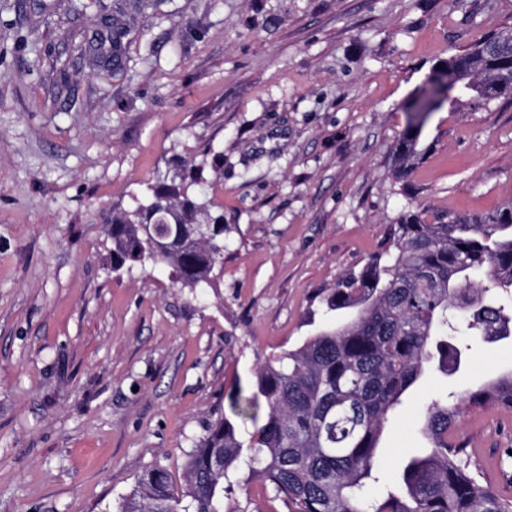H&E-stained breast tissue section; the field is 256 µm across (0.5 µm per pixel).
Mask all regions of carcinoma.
I'll return each mask as SVG.
<instances>
[{
    "label": "carcinoma",
    "instance_id": "1",
    "mask_svg": "<svg viewBox=\"0 0 512 512\" xmlns=\"http://www.w3.org/2000/svg\"><path fill=\"white\" fill-rule=\"evenodd\" d=\"M155 7V0H113L112 12L98 16L96 38L77 45L79 58L121 66L131 17ZM500 37L449 57L428 78L395 147L397 176L424 159L422 129L451 99L456 81L471 80L475 100L484 103L500 98V83L512 82V49L496 48ZM219 170L218 161L210 175L205 164L187 163L157 178L131 205L112 209L105 219L112 270L164 265L172 282L192 294L215 287L230 230L206 194ZM204 223L212 225L207 241L154 252L149 225ZM509 288L512 202L435 223L416 211L401 212L388 247L321 298L328 310L351 309L352 315L263 362L245 401L234 399V410L244 404L261 422L250 443L238 439L230 419H215L186 453L181 488L155 464L117 512H237L225 508L233 484L224 481L242 464L294 512H512V497L484 480L468 442L457 437L460 416L470 407L512 408V371L466 390L456 404L428 401L420 432L429 451L409 457L393 483L375 490L384 430L402 397L435 353L441 370L457 372L462 352L449 337L465 333L492 342L512 335V312L500 302Z\"/></svg>",
    "mask_w": 512,
    "mask_h": 512
}]
</instances>
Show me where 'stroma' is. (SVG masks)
Returning <instances> with one entry per match:
<instances>
[{
	"label": "stroma",
	"mask_w": 512,
	"mask_h": 512,
	"mask_svg": "<svg viewBox=\"0 0 512 512\" xmlns=\"http://www.w3.org/2000/svg\"><path fill=\"white\" fill-rule=\"evenodd\" d=\"M68 4L0 0V512H115L157 463L183 484L230 395L337 320L321 293L386 247L402 211L512 200V97L444 105L425 159L402 178L393 160L432 68L512 31V0H161L118 69L59 39L95 30L96 4ZM218 154L219 287L110 270L101 213ZM457 342L460 371H428L389 423L383 480L423 448L426 400L512 370V336ZM458 433L512 495V410L469 411ZM236 479L239 512H288Z\"/></svg>",
	"instance_id": "1"
}]
</instances>
